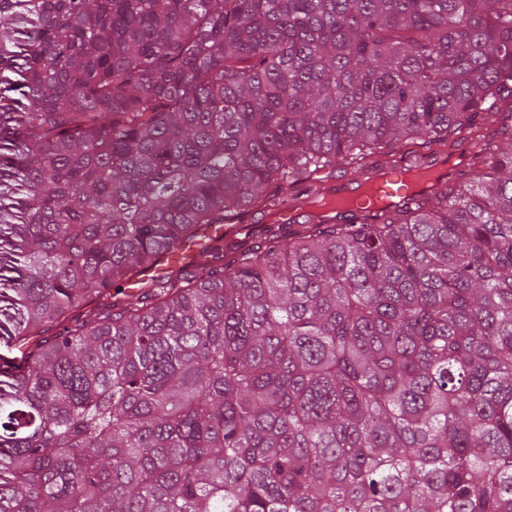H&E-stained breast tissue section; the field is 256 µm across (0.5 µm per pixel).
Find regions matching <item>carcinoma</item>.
I'll use <instances>...</instances> for the list:
<instances>
[{"mask_svg":"<svg viewBox=\"0 0 512 512\" xmlns=\"http://www.w3.org/2000/svg\"><path fill=\"white\" fill-rule=\"evenodd\" d=\"M0 340V512H512V0H0ZM475 144V141L466 139L458 148L455 150H448V152L436 150V147H433L430 151H433L434 154L430 158L432 160L435 159L434 163L436 167L434 169H441L444 167L447 169L448 173L450 172V169L456 167V165H465L468 162L470 152L475 148ZM409 148L418 150L422 153L430 152L427 148H422L421 145L418 144Z\"/></svg>","mask_w":512,"mask_h":512,"instance_id":"carcinoma-1","label":"carcinoma"}]
</instances>
